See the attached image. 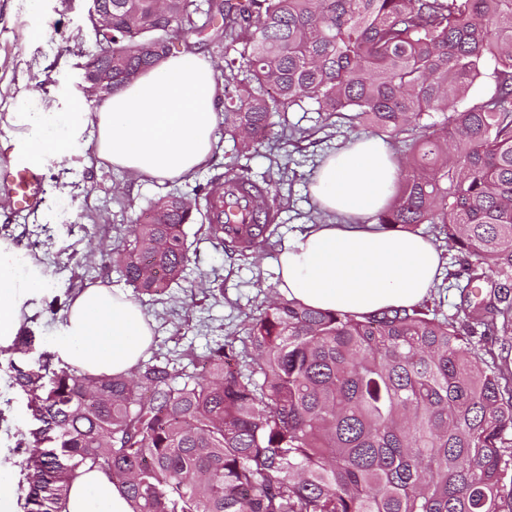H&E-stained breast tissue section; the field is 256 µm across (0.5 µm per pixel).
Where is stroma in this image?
<instances>
[{
    "label": "stroma",
    "mask_w": 512,
    "mask_h": 512,
    "mask_svg": "<svg viewBox=\"0 0 512 512\" xmlns=\"http://www.w3.org/2000/svg\"><path fill=\"white\" fill-rule=\"evenodd\" d=\"M90 5L91 0H0V136L7 135L5 115L20 98L46 112H65L74 104L86 112L96 110L97 99L83 90L85 51L91 42ZM285 117L305 129L304 138L287 142L273 133L258 153L241 157L232 141L220 139L206 168L183 180H140L100 163L94 140L86 137L72 148L67 167H58L51 157L42 158L44 202L38 209L15 214L12 188L0 183V237L27 249L42 263L46 276L29 322L42 343L39 351L28 354V361L37 362L40 351L49 350L62 320L61 315L47 313L46 304L98 282L133 296L143 308L153 323V351L176 355L191 346L201 354L214 339L242 335L257 306L280 295L277 248L262 250L256 260L230 256L213 246L200 224L188 225L186 279L171 295L154 297L136 293L116 273L112 258L122 247L121 230L159 195L176 187L191 190L232 166L248 168L260 180L279 164H287L288 179L280 186L283 209L273 236L278 244L313 222L319 213L310 191L315 169L366 131L324 128L317 113L296 108ZM434 242L445 278L428 305L453 317L464 304L460 289L446 278L457 268L456 254L449 251L444 237H435ZM203 280L223 286V296L203 298L198 288ZM8 375L7 368L0 366V469L15 473L21 469V458L14 451L17 435L30 428L31 418L26 395L10 387Z\"/></svg>",
    "instance_id": "35a3bbf8"
}]
</instances>
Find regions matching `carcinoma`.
Here are the masks:
<instances>
[{"label": "carcinoma", "mask_w": 512, "mask_h": 512, "mask_svg": "<svg viewBox=\"0 0 512 512\" xmlns=\"http://www.w3.org/2000/svg\"><path fill=\"white\" fill-rule=\"evenodd\" d=\"M97 68L134 80L214 23L224 42V134L254 151L271 117L309 103L326 118L403 136L383 230L421 224L458 253L455 278L489 293L463 317L427 305L354 316L284 298L262 303L244 336L210 347L203 373L173 360L96 378L7 350L28 398L25 505L61 512L75 470L97 467L133 512H512V371L473 338L512 334V0H93ZM248 73V83L239 79ZM491 89L456 108L473 86ZM442 120L423 122L431 113ZM269 203L274 178L230 169L167 193L124 234L114 262L161 295L190 262L185 225L253 255L273 224H213L217 183Z\"/></svg>", "instance_id": "obj_1"}]
</instances>
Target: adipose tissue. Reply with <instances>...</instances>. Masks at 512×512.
Wrapping results in <instances>:
<instances>
[{
    "label": "adipose tissue",
    "mask_w": 512,
    "mask_h": 512,
    "mask_svg": "<svg viewBox=\"0 0 512 512\" xmlns=\"http://www.w3.org/2000/svg\"><path fill=\"white\" fill-rule=\"evenodd\" d=\"M224 89L212 62L186 50L161 60L115 89L93 112L29 111L18 104L7 121L36 156L65 160L84 134L98 158L134 176L174 180L204 167L218 145L217 105ZM60 129L52 137L51 129ZM398 167L382 140L349 142L316 169L311 192L330 220L289 236L278 258L279 290L322 311L370 315L427 299L440 253L425 237L379 229ZM40 263L0 238V346L26 323L43 289ZM152 327L127 294L97 283L74 291L53 343L57 362L93 377L130 374L152 343ZM62 512H132L126 495L101 469L82 467Z\"/></svg>",
    "instance_id": "obj_1"
}]
</instances>
